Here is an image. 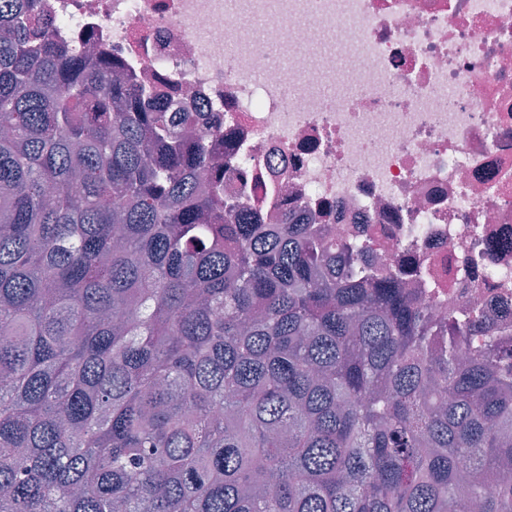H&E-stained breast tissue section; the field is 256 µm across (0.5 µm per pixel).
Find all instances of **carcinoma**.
Segmentation results:
<instances>
[{
  "label": "carcinoma",
  "instance_id": "carcinoma-1",
  "mask_svg": "<svg viewBox=\"0 0 512 512\" xmlns=\"http://www.w3.org/2000/svg\"><path fill=\"white\" fill-rule=\"evenodd\" d=\"M0 0V512H512V351L224 202L166 87Z\"/></svg>",
  "mask_w": 512,
  "mask_h": 512
}]
</instances>
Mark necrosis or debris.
I'll use <instances>...</instances> for the list:
<instances>
[{"mask_svg": "<svg viewBox=\"0 0 512 512\" xmlns=\"http://www.w3.org/2000/svg\"><path fill=\"white\" fill-rule=\"evenodd\" d=\"M40 4L64 49L92 36L223 133L225 198L370 242L437 318L480 308L512 349V0Z\"/></svg>", "mask_w": 512, "mask_h": 512, "instance_id": "necrosis-or-debris-1", "label": "necrosis or debris"}]
</instances>
